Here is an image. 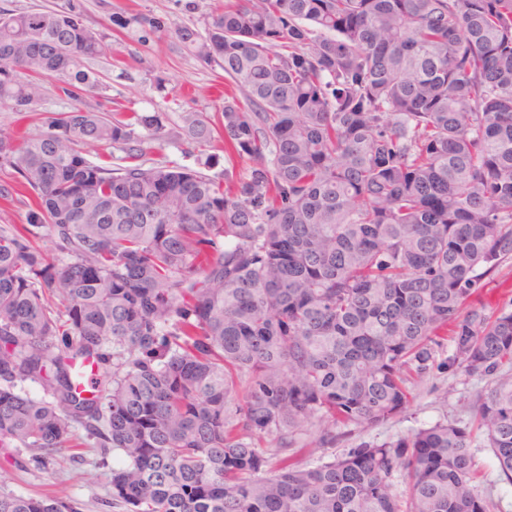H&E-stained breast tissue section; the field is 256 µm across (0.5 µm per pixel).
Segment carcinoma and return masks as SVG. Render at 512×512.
<instances>
[{
	"mask_svg": "<svg viewBox=\"0 0 512 512\" xmlns=\"http://www.w3.org/2000/svg\"><path fill=\"white\" fill-rule=\"evenodd\" d=\"M203 24L176 35L224 68V152L255 160L221 181L146 159L161 114L83 107L109 35L77 0L0 10V107L35 111L46 78L70 100L0 130V198L35 205L0 225V447L118 454L128 512H490L470 448L512 483V284L468 302L512 260V0H230ZM446 341L443 366L492 382L473 424L323 460L403 413ZM0 512L74 509L0 491Z\"/></svg>",
	"mask_w": 512,
	"mask_h": 512,
	"instance_id": "cac0c4a2",
	"label": "carcinoma"
}]
</instances>
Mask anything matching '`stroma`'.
I'll return each mask as SVG.
<instances>
[{
  "instance_id": "1",
  "label": "stroma",
  "mask_w": 512,
  "mask_h": 512,
  "mask_svg": "<svg viewBox=\"0 0 512 512\" xmlns=\"http://www.w3.org/2000/svg\"><path fill=\"white\" fill-rule=\"evenodd\" d=\"M197 2L196 13L187 14L174 0H81L85 23L109 35L107 55L90 63L101 81L95 101L116 117L131 112L161 113L164 126L150 142L149 159L172 161L217 178L226 164L221 132H213L205 151L185 152V113L215 123L226 85L219 65L200 59L176 36L179 27H202L204 16L221 9L225 0ZM135 13L163 18L164 29L149 34L137 25L113 29L112 16ZM486 387V380L463 370L433 369L415 388L405 412L363 435L340 441L335 452L343 454L362 440L394 439L438 421L467 423L471 404ZM471 451L480 465L476 491L491 499L493 512H512V484L503 480L491 449L478 439ZM72 454V459L44 469L31 462L27 450L0 447V489L23 496H58L79 512H124L112 504L108 486L119 456L103 457L84 448L73 449Z\"/></svg>"
}]
</instances>
